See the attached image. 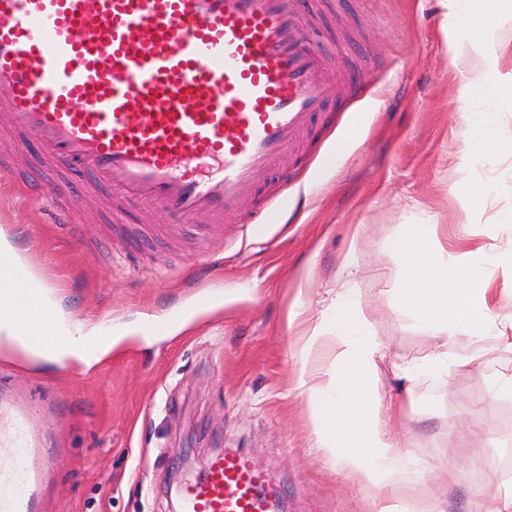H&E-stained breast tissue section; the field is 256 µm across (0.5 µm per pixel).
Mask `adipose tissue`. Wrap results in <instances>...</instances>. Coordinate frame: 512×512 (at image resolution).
<instances>
[{
	"label": "adipose tissue",
	"mask_w": 512,
	"mask_h": 512,
	"mask_svg": "<svg viewBox=\"0 0 512 512\" xmlns=\"http://www.w3.org/2000/svg\"><path fill=\"white\" fill-rule=\"evenodd\" d=\"M447 14L470 33L469 46L458 47L454 62L475 73L470 87L479 97L512 101V72L483 68L479 49L487 37L512 32V0H441ZM469 150L480 154L512 152V136L495 128L490 113L468 117ZM381 251L397 266L401 281L395 304L432 333L435 347L401 369L406 380L476 363L486 352L490 333L512 328V313L491 303L489 285L502 272L512 275V253L490 254L479 248L449 257L436 225L406 224L389 236ZM43 344L25 346L31 358L59 366L71 361L92 365L111 353L125 329L61 319L57 308L41 314ZM383 348L350 285H343L308 330L300 349L297 388L305 395L316 447L335 457L340 468L375 489L371 512H445L440 495L422 485L426 464L398 442L393 417L384 413L379 386Z\"/></svg>",
	"instance_id": "obj_1"
}]
</instances>
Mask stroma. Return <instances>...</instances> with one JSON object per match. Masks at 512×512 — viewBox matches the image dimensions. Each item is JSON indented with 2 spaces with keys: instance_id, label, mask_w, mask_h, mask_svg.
I'll use <instances>...</instances> for the list:
<instances>
[{
  "instance_id": "obj_1",
  "label": "stroma",
  "mask_w": 512,
  "mask_h": 512,
  "mask_svg": "<svg viewBox=\"0 0 512 512\" xmlns=\"http://www.w3.org/2000/svg\"><path fill=\"white\" fill-rule=\"evenodd\" d=\"M287 4L333 84L363 72L377 85L328 106L329 121L299 147L303 169L244 190L246 223L201 214L177 237L144 243L138 204L114 229L104 191L83 177L65 178L70 221L55 223L36 144L16 170L0 169V229L52 285L60 313L89 330H130L89 367L38 364L0 343V467L29 448L43 475L36 512H181L180 480L227 448L284 483L288 512H370V490L312 448L296 389L302 332L339 288L350 251L361 263L354 297L386 349L381 391L403 447L446 486V512H470L480 489L512 492V400L487 399L494 378L512 376V354L403 379L399 365L433 340L393 306L396 270L380 252L403 225L432 223L449 254L512 251V153H471L456 110L469 76L452 59L469 35L445 26L441 0ZM488 184L473 204L468 189ZM281 203V223H265L263 208ZM202 292L223 293V305L179 333H146Z\"/></svg>"
}]
</instances>
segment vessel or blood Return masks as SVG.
<instances>
[{
	"mask_svg": "<svg viewBox=\"0 0 512 512\" xmlns=\"http://www.w3.org/2000/svg\"><path fill=\"white\" fill-rule=\"evenodd\" d=\"M285 0H0V142L39 141L45 173L90 175L113 223L129 201L167 216L164 236L201 211L239 212L340 96ZM9 322L40 344L48 295L17 273L0 290ZM0 471V512H30L40 475L16 450ZM184 512H283L280 489L239 450L185 483Z\"/></svg>",
	"mask_w": 512,
	"mask_h": 512,
	"instance_id": "vessel-or-blood-1",
	"label": "vessel or blood"
}]
</instances>
